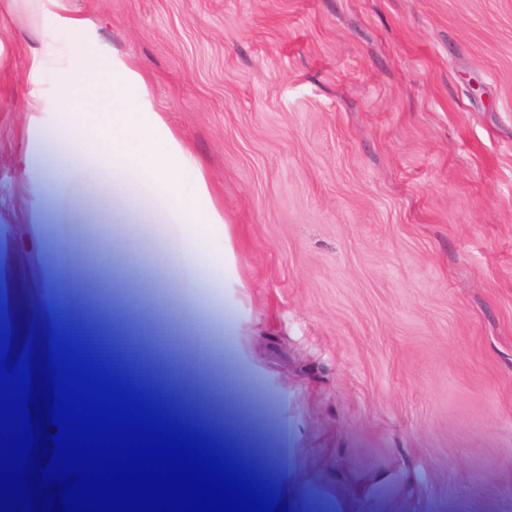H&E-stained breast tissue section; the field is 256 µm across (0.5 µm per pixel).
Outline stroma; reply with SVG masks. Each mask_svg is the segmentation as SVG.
<instances>
[{"mask_svg":"<svg viewBox=\"0 0 512 512\" xmlns=\"http://www.w3.org/2000/svg\"><path fill=\"white\" fill-rule=\"evenodd\" d=\"M80 52L132 58L201 160L234 265L202 264L224 315L201 343L223 393L113 341V320L188 350L168 288L91 265L61 312L43 274L31 93L51 77L39 0H0V271L28 325L96 331L141 374L288 478V512H512V0H56ZM178 228L112 229L167 263Z\"/></svg>","mask_w":512,"mask_h":512,"instance_id":"stroma-1","label":"stroma"}]
</instances>
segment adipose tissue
<instances>
[{"mask_svg":"<svg viewBox=\"0 0 512 512\" xmlns=\"http://www.w3.org/2000/svg\"><path fill=\"white\" fill-rule=\"evenodd\" d=\"M29 66L54 71L53 114H43L42 97L25 104L47 216L79 211L82 189L100 188L96 215L102 223L182 228L181 263L188 281L199 279L201 262L226 264L227 227L203 165L156 111L140 68L125 57L104 60L97 50L66 58L52 44L33 55Z\"/></svg>","mask_w":512,"mask_h":512,"instance_id":"1","label":"adipose tissue"}]
</instances>
